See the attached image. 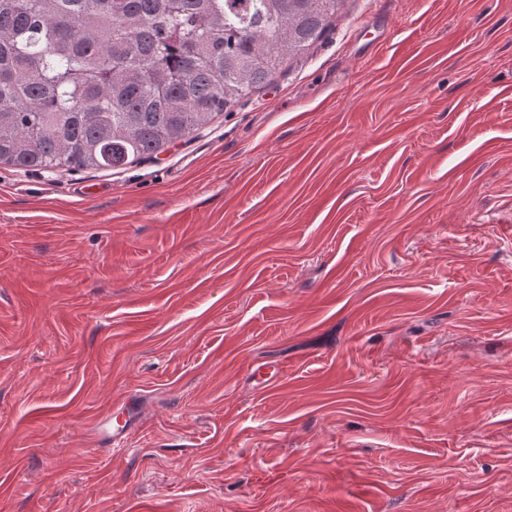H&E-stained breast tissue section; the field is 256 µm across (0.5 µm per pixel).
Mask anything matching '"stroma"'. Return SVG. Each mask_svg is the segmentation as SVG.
<instances>
[{
    "label": "stroma",
    "mask_w": 512,
    "mask_h": 512,
    "mask_svg": "<svg viewBox=\"0 0 512 512\" xmlns=\"http://www.w3.org/2000/svg\"><path fill=\"white\" fill-rule=\"evenodd\" d=\"M353 502L512 512V0H347L159 158L0 164V512ZM117 406L122 415L121 418L117 416L115 421L111 422L108 417H102L95 423V436L101 441L111 443L115 448L120 447L129 431L138 425L142 416V406L135 395L122 396Z\"/></svg>",
    "instance_id": "stroma-1"
}]
</instances>
